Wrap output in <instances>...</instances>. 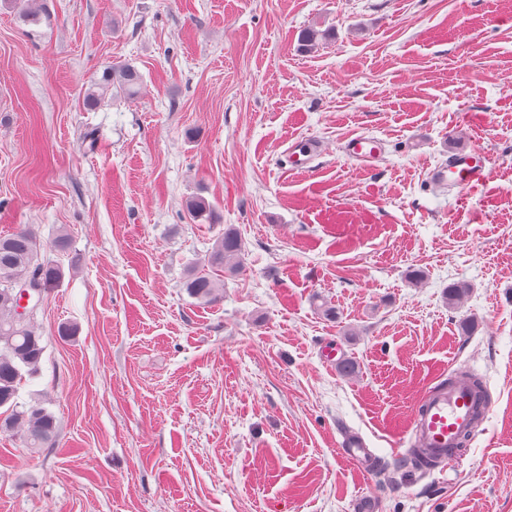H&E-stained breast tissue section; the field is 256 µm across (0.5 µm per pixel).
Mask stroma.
<instances>
[{"instance_id":"35a3bbf8","label":"stroma","mask_w":512,"mask_h":512,"mask_svg":"<svg viewBox=\"0 0 512 512\" xmlns=\"http://www.w3.org/2000/svg\"><path fill=\"white\" fill-rule=\"evenodd\" d=\"M42 2L38 25L0 6V234L33 225L64 273L20 390L58 436L0 433V512H512V0ZM119 60L139 95L88 106ZM361 134L369 165L342 150ZM463 143L488 181L432 186ZM230 224L244 269L199 303L183 281ZM456 369L493 411L454 468L344 456L346 431L397 461ZM345 151L357 161L371 162L380 156L381 143L373 136L357 135L347 141ZM321 145L317 140L308 139L296 141L290 146L288 154L292 169L301 173H307L313 167L311 162L320 153Z\"/></svg>"}]
</instances>
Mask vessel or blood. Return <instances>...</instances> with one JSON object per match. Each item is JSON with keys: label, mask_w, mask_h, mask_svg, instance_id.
Segmentation results:
<instances>
[{"label": "vessel or blood", "mask_w": 512, "mask_h": 512, "mask_svg": "<svg viewBox=\"0 0 512 512\" xmlns=\"http://www.w3.org/2000/svg\"><path fill=\"white\" fill-rule=\"evenodd\" d=\"M320 150V143L313 139L293 143L288 157L294 170L309 172ZM345 151L355 160L370 162L380 156L381 143L375 137L357 135L347 141ZM489 163L488 154L479 147H463L447 163L430 167L428 179L437 187L473 188L488 180ZM492 407L483 382L475 377L457 372L428 385L411 418V445L421 451L429 469L452 466L457 448L480 430Z\"/></svg>", "instance_id": "obj_1"}]
</instances>
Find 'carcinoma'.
I'll use <instances>...</instances> for the list:
<instances>
[{"instance_id":"1","label":"carcinoma","mask_w":512,"mask_h":512,"mask_svg":"<svg viewBox=\"0 0 512 512\" xmlns=\"http://www.w3.org/2000/svg\"><path fill=\"white\" fill-rule=\"evenodd\" d=\"M329 32L314 27L306 28L300 35V46L311 51L326 39ZM100 99L115 91L127 97L138 95L142 85L139 72L127 65L114 63L105 68L102 75ZM190 220H208L213 205L202 198L186 202ZM244 244L236 228L228 226L217 238L209 253V272H194L184 282L186 292L205 302H213L224 295L221 272H236L241 268ZM63 277L62 270L41 259V243L37 231L25 225L17 232L0 237V409L7 416L0 417V432L17 428L24 431L23 444L27 448H48L57 435V421L53 413L39 403L19 402V387L25 377L34 376L42 360L45 346L32 324L33 315H21L14 302V286L37 279L44 291L57 287Z\"/></svg>"}]
</instances>
